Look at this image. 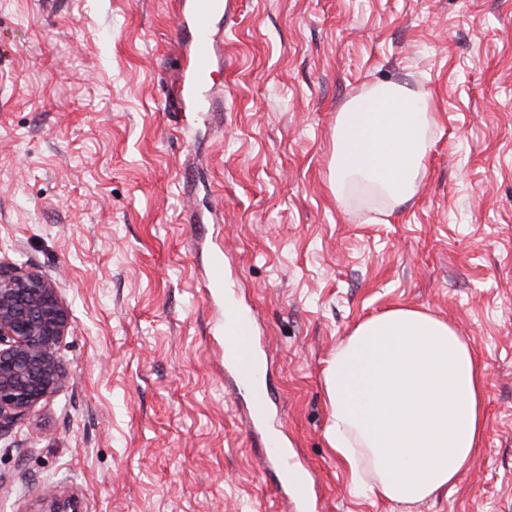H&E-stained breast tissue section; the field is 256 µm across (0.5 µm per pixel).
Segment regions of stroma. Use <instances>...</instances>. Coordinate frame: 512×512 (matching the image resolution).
I'll return each instance as SVG.
<instances>
[{
    "label": "stroma",
    "mask_w": 512,
    "mask_h": 512,
    "mask_svg": "<svg viewBox=\"0 0 512 512\" xmlns=\"http://www.w3.org/2000/svg\"><path fill=\"white\" fill-rule=\"evenodd\" d=\"M177 0H0V264L56 279L68 384L0 437V512L45 486L82 512H290L207 297L224 249L268 355L270 420L309 512H512V0H233L183 105ZM430 97L417 193L330 190L338 113ZM434 313L487 365V432L453 493H356L323 369L365 319Z\"/></svg>",
    "instance_id": "1"
}]
</instances>
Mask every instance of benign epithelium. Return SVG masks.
Segmentation results:
<instances>
[{
    "label": "benign epithelium",
    "instance_id": "7a95c632",
    "mask_svg": "<svg viewBox=\"0 0 512 512\" xmlns=\"http://www.w3.org/2000/svg\"><path fill=\"white\" fill-rule=\"evenodd\" d=\"M70 312L52 278L0 270V433L21 423L65 384L61 345ZM40 512H80L73 497L47 493Z\"/></svg>",
    "mask_w": 512,
    "mask_h": 512
}]
</instances>
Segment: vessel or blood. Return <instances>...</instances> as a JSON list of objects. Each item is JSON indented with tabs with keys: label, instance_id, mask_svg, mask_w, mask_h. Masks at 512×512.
I'll return each mask as SVG.
<instances>
[{
	"label": "vessel or blood",
	"instance_id": "obj_1",
	"mask_svg": "<svg viewBox=\"0 0 512 512\" xmlns=\"http://www.w3.org/2000/svg\"><path fill=\"white\" fill-rule=\"evenodd\" d=\"M224 0H190L183 11L181 32L188 43V64L185 71V90L198 111H206V92L217 44L213 26L217 11ZM255 326L251 312L234 304L224 306V362L232 370L239 386L251 398L250 417L263 423L268 408L257 391L265 378V366L258 357Z\"/></svg>",
	"mask_w": 512,
	"mask_h": 512
}]
</instances>
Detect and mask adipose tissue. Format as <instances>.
Returning a JSON list of instances; mask_svg holds the SVG:
<instances>
[{
  "label": "adipose tissue",
  "instance_id": "obj_1",
  "mask_svg": "<svg viewBox=\"0 0 512 512\" xmlns=\"http://www.w3.org/2000/svg\"><path fill=\"white\" fill-rule=\"evenodd\" d=\"M429 98L381 82L334 134L336 194L360 182L411 198L428 151ZM487 366L431 313L394 308L360 323L326 362L327 437L353 486L396 503L451 494L486 433Z\"/></svg>",
  "mask_w": 512,
  "mask_h": 512
}]
</instances>
